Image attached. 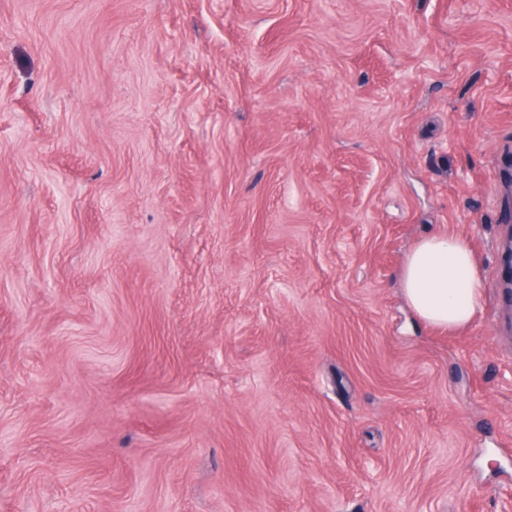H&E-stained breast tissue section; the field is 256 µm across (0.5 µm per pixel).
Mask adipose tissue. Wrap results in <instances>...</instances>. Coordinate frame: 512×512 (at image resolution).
Returning <instances> with one entry per match:
<instances>
[{
	"mask_svg": "<svg viewBox=\"0 0 512 512\" xmlns=\"http://www.w3.org/2000/svg\"><path fill=\"white\" fill-rule=\"evenodd\" d=\"M401 293L414 314L441 330L474 321L482 302V276L469 243L456 233L423 235L407 253Z\"/></svg>",
	"mask_w": 512,
	"mask_h": 512,
	"instance_id": "obj_1",
	"label": "adipose tissue"
}]
</instances>
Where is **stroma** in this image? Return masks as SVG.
Segmentation results:
<instances>
[{
  "label": "stroma",
  "mask_w": 512,
  "mask_h": 512,
  "mask_svg": "<svg viewBox=\"0 0 512 512\" xmlns=\"http://www.w3.org/2000/svg\"><path fill=\"white\" fill-rule=\"evenodd\" d=\"M511 229L512 0H0V512H512ZM401 293L414 314L441 330L474 321L482 302V276L469 243L458 234L427 233L407 253Z\"/></svg>",
  "instance_id": "obj_1"
}]
</instances>
